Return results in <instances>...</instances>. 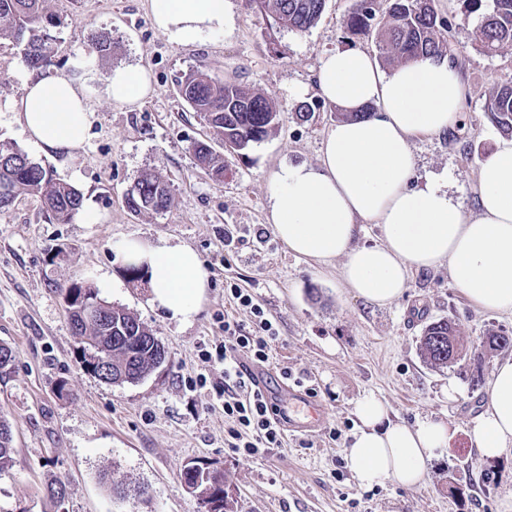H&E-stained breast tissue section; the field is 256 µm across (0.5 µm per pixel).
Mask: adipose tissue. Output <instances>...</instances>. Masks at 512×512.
Segmentation results:
<instances>
[{
    "label": "adipose tissue",
    "mask_w": 512,
    "mask_h": 512,
    "mask_svg": "<svg viewBox=\"0 0 512 512\" xmlns=\"http://www.w3.org/2000/svg\"><path fill=\"white\" fill-rule=\"evenodd\" d=\"M154 27L173 45L201 43L224 32V0H150ZM84 67L51 69L28 78L11 110L28 139L50 154L82 150L94 121ZM317 93L346 112L327 133L318 163H281L272 175L268 222L297 256L342 258L341 278L357 297L385 306L402 296L410 270L447 265L452 283L478 309L512 313V140L480 162L476 215H466L447 181L413 182V139L456 124L467 85L447 60L423 59L384 70L365 52L339 49L320 64ZM154 91L139 65L112 70L105 92L132 105ZM379 225L380 244H358L363 223ZM128 267L148 270L151 303L181 324L193 321L210 283L189 246L168 239H126L116 245ZM356 430L345 463L359 485L421 483L450 432L426 416L393 421L381 400L354 407ZM482 458L512 454V358L499 361L488 404L472 429Z\"/></svg>",
    "instance_id": "ef3b65f1"
}]
</instances>
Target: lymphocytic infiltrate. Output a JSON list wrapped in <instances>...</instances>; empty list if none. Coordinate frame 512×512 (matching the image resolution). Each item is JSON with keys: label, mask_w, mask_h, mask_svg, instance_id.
<instances>
[{"label": "lymphocytic infiltrate", "mask_w": 512, "mask_h": 512, "mask_svg": "<svg viewBox=\"0 0 512 512\" xmlns=\"http://www.w3.org/2000/svg\"><path fill=\"white\" fill-rule=\"evenodd\" d=\"M226 294L230 300L249 308L254 317L248 326L225 320L224 344L216 352V362L224 366L227 445L250 455H266L283 445L284 412L272 397L249 382L243 362L247 359L258 364L268 362L278 336L249 293L233 286L227 288Z\"/></svg>", "instance_id": "lymphocytic-infiltrate-1"}]
</instances>
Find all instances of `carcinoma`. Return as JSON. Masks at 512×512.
I'll use <instances>...</instances> for the list:
<instances>
[{
  "instance_id": "cac0c4a2",
  "label": "carcinoma",
  "mask_w": 512,
  "mask_h": 512,
  "mask_svg": "<svg viewBox=\"0 0 512 512\" xmlns=\"http://www.w3.org/2000/svg\"><path fill=\"white\" fill-rule=\"evenodd\" d=\"M252 9L273 19L279 28L304 32L321 18L326 0H248ZM372 0H354L343 19L351 35L376 34L380 59L385 63L405 64L418 58L440 60L446 56L449 23L438 18L432 0H390L386 15L376 20ZM465 13L478 17L476 42L487 54L512 45V0H463ZM54 18L49 0H0V38H9L22 46L21 62L28 69L50 65L53 36L49 26ZM187 88L183 100L208 126L213 139L193 143L199 165L216 182L224 181V157L218 144L227 150L242 151L265 139L279 123V111L272 98L247 85L228 83L200 67L180 80ZM488 123L505 137H512V85L495 88L484 105ZM138 192L125 199L127 208L136 213H160L172 204L168 179L158 171L142 174L136 181ZM23 194L40 198L45 211L60 223H66L84 203L83 193L60 180L54 171L32 159L16 145L0 141V213ZM71 299L73 316L88 303L102 314L100 322L78 323L72 329L76 349L86 371L107 383H136L153 373L165 359V347L153 331L134 313L98 297L90 284L63 288ZM512 336L490 331L485 336L489 353L473 352L477 365L488 354L503 350L500 341ZM464 356L459 325L452 319L428 324L420 337L419 351L424 362L435 369L452 365L448 346ZM13 433L8 418L0 412V471L13 462ZM200 498L214 506L213 512H229V493L200 481Z\"/></svg>"
}]
</instances>
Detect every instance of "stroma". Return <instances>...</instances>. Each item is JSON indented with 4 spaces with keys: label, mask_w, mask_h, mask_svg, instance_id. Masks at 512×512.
I'll list each match as a JSON object with an SVG mask.
<instances>
[{
    "label": "stroma",
    "mask_w": 512,
    "mask_h": 512,
    "mask_svg": "<svg viewBox=\"0 0 512 512\" xmlns=\"http://www.w3.org/2000/svg\"><path fill=\"white\" fill-rule=\"evenodd\" d=\"M352 3L326 0L321 20L298 33L273 27L246 0H227L223 36L175 46L153 26L149 0H52V69L69 73L82 60L99 77L90 138L70 158L44 153L23 133L11 102L28 70L15 42L0 38V140L80 189L101 216L87 224L77 213L59 224L32 195L0 213V343L16 352L12 368L0 373V412L12 422L15 446L14 465L0 471V512H200L181 478L189 462L223 473L232 512H507L512 506V456L481 458L470 436L488 400L487 388L472 389L470 376L477 370L491 376L495 359L479 366L466 356L433 369L418 351L432 321L455 320L472 346L491 330L512 336V314L475 308L444 265L411 271L398 300L373 305L344 285L338 262L297 257L267 222L272 172L285 160L317 162L340 119L316 94L321 56L338 48L377 52L374 35L345 33L342 19ZM434 6L452 25L453 63L468 99L446 134L413 141L416 177L422 184L447 176L450 194L471 215L478 165L502 139L483 107L492 88L512 84V48L480 53L477 20L465 17L462 0ZM94 32L111 35L110 55L92 51L87 36ZM127 65L144 66L155 88L134 108L112 103L103 91V77ZM202 65L225 81L263 90L280 111L278 127L263 141L225 153L220 183L195 160L191 145L209 130L178 93L179 80ZM305 102L314 114L303 123L294 112ZM151 170L168 178L173 203L160 214H134L124 195ZM128 237L180 241L197 251L210 287L191 324L152 307L146 281L122 267L115 245ZM106 278L120 286L105 301L135 313L167 351L164 364L138 383L100 381L84 370L75 348L61 290ZM233 285L247 289L279 331L265 369L268 386L280 390L281 371L289 369L326 409L320 425L285 436L283 448L265 456L227 447L216 397L224 381L205 360L224 342L225 319L251 322L248 308L224 297ZM201 373L208 376L202 387L195 383ZM370 394L406 423L427 415L454 428L420 484L363 487L339 474L355 431L354 406ZM110 471L145 487V495L112 492L104 478ZM57 483L67 489L61 503L47 494Z\"/></svg>",
    "instance_id": "stroma-1"
}]
</instances>
